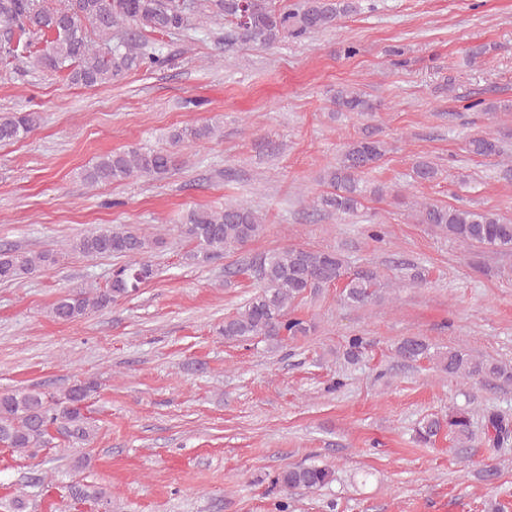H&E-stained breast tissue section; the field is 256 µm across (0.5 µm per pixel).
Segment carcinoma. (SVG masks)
Masks as SVG:
<instances>
[{
  "label": "carcinoma",
  "instance_id": "obj_1",
  "mask_svg": "<svg viewBox=\"0 0 512 512\" xmlns=\"http://www.w3.org/2000/svg\"><path fill=\"white\" fill-rule=\"evenodd\" d=\"M276 8L260 0L247 24L238 22L241 0H64L59 7L45 0H0V43L6 55L26 59L52 74L63 73L73 84L97 87L118 81L133 70L160 67L165 63L161 47L144 31L185 38L200 29L197 20L224 19L233 26L234 39L272 46L288 39L301 40L336 25L337 20L357 11V0H281ZM35 35L45 42L33 49L27 40ZM336 115H370L375 104L354 87H340L332 96ZM40 120L36 112H17L0 116V142L12 143L31 132ZM213 123L186 124L169 132V148L141 151L129 149L98 157L84 166L80 178L92 185L120 184L133 178H159L176 163V149L213 137ZM475 156L495 157L504 153L503 140L480 135L468 141ZM387 152L385 141L372 131L351 139L322 178L328 191L314 201V208L340 218L354 216L369 197L397 195L391 185L375 182L369 174ZM417 183H433L440 169L425 157L411 167ZM417 223L454 242L490 253L512 252V223L496 213L479 208H460L422 202L415 214ZM265 230L264 218L243 204L221 208H192L183 214L177 231L195 244L192 257L208 262L230 251L243 248ZM159 239L125 227H101L80 235L70 243V251L83 256L123 258L112 269L105 288L80 289L60 296L51 306L53 319L72 322L95 310L104 309L119 299L136 293L154 276L149 254ZM60 256L46 250L37 254L12 247H0V282L25 279L38 269L53 265ZM249 271L256 280L251 296L234 313L224 317L220 334L239 343L258 340L272 347L288 339L305 337L315 326L291 314L295 303L320 288H340L341 300L351 307H365L384 299L388 283L372 265L352 267L337 250L303 246L276 249L258 257V263L224 267L225 282ZM367 352L361 336L348 339L343 353L350 364H358ZM404 362L432 359L450 377L475 382L493 380L512 384V368L495 360L474 356L463 347L433 350L418 336L407 337L395 347ZM93 379H77L57 395L47 396L34 389L0 393V445L27 452L47 446L53 439L51 429L72 444H88L96 434V425L87 416V402L98 392ZM512 423L503 414L485 416L483 443L500 448ZM442 435L458 448H470L478 442L470 405H452L448 413L424 417L417 428L418 440L432 444ZM336 480L335 470L316 463L288 465L273 477V485L285 492L295 489L318 490ZM68 497L103 512H112V497L102 487L76 481L68 485Z\"/></svg>",
  "mask_w": 512,
  "mask_h": 512
}]
</instances>
